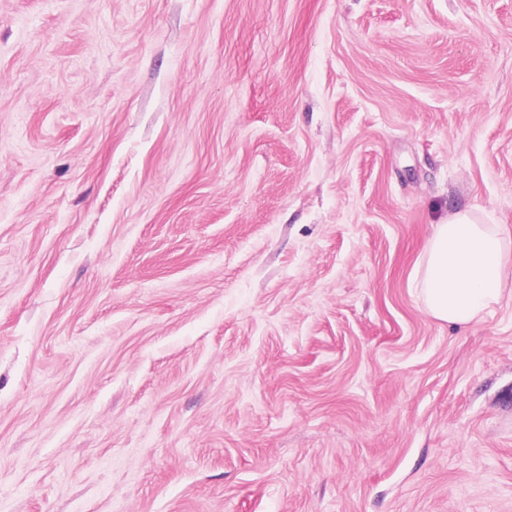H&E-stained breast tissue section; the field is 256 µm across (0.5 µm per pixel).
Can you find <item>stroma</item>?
I'll return each instance as SVG.
<instances>
[{"instance_id": "35a3bbf8", "label": "stroma", "mask_w": 512, "mask_h": 512, "mask_svg": "<svg viewBox=\"0 0 512 512\" xmlns=\"http://www.w3.org/2000/svg\"><path fill=\"white\" fill-rule=\"evenodd\" d=\"M512 0H0V512H512ZM510 233L500 224H479L468 210L436 224L419 286L429 313L465 325L498 303L510 281Z\"/></svg>"}]
</instances>
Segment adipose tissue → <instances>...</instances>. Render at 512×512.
Instances as JSON below:
<instances>
[{
  "instance_id": "ef3b65f1",
  "label": "adipose tissue",
  "mask_w": 512,
  "mask_h": 512,
  "mask_svg": "<svg viewBox=\"0 0 512 512\" xmlns=\"http://www.w3.org/2000/svg\"><path fill=\"white\" fill-rule=\"evenodd\" d=\"M429 313L464 325L498 303L512 281V233L499 224H481L467 210L436 224L418 268Z\"/></svg>"
}]
</instances>
